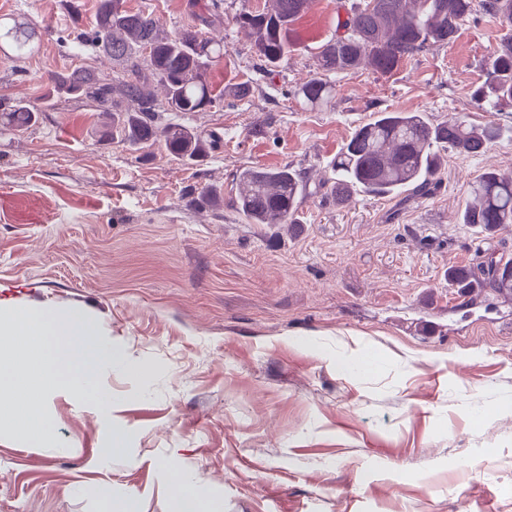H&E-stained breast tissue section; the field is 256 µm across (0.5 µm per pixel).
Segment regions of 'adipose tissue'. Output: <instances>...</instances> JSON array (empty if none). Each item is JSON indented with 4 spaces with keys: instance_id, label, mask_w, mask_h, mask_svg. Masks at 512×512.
<instances>
[{
    "instance_id": "adipose-tissue-1",
    "label": "adipose tissue",
    "mask_w": 512,
    "mask_h": 512,
    "mask_svg": "<svg viewBox=\"0 0 512 512\" xmlns=\"http://www.w3.org/2000/svg\"><path fill=\"white\" fill-rule=\"evenodd\" d=\"M82 321L70 315L34 317L23 311L0 323V348L27 351L30 358L20 369L0 367V421L18 424L31 441L45 434L37 399L41 389L62 386L94 395L91 380L98 360L83 341Z\"/></svg>"
}]
</instances>
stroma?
Wrapping results in <instances>:
<instances>
[{
	"label": "stroma",
	"instance_id": "stroma-1",
	"mask_svg": "<svg viewBox=\"0 0 512 512\" xmlns=\"http://www.w3.org/2000/svg\"><path fill=\"white\" fill-rule=\"evenodd\" d=\"M187 2L125 5L175 32L194 23ZM351 2L312 0L269 72L231 20L266 0H224L207 31L226 46L207 71L221 101L164 117L218 143L182 165L160 141L102 139L96 103L55 86L111 77L88 39L98 0H0L39 39L27 58L0 52V102L39 110L0 127V317H81L107 398L44 392L40 445L0 424V512H101L108 495L172 512L169 459L224 512H512V299L448 284L512 259V227L455 221L478 175L512 171V106L473 99L512 28L474 15L390 74H332L328 106L304 109L295 92ZM377 112L463 113L507 135L442 152L432 195L337 202L328 165ZM283 166L306 184L299 224L247 223L235 175ZM206 186L217 199L191 204Z\"/></svg>",
	"mask_w": 512,
	"mask_h": 512
}]
</instances>
